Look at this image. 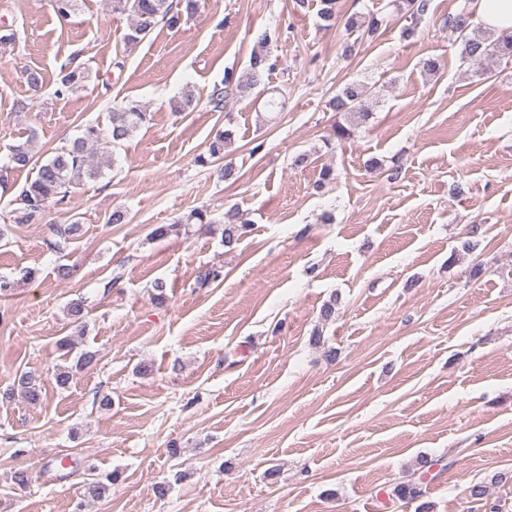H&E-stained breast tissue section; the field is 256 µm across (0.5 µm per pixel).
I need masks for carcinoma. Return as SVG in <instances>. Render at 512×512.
<instances>
[{
  "mask_svg": "<svg viewBox=\"0 0 512 512\" xmlns=\"http://www.w3.org/2000/svg\"><path fill=\"white\" fill-rule=\"evenodd\" d=\"M112 12L131 18L129 32L124 36V44L128 48L135 47L155 28L164 24L176 29L183 22L193 17L202 7V0H109ZM389 5L408 17L411 22L402 27L403 37L407 40L417 34V20L428 11V0H390ZM318 17L325 29L343 26L346 38L341 45V55L350 58L357 53L356 47L362 42L376 37L386 17L379 11L370 10L366 13L354 12L342 15L337 10V0H320ZM448 28L455 35L454 42L460 46L461 57L468 61L493 64L512 60V35L494 36L481 30L474 24V14L462 9L448 18ZM275 33L265 30L257 38V47L251 52L247 82L236 78L234 70L224 71L222 87L215 89L210 103L218 111L224 108L226 98L242 91L259 86L265 76L272 73L277 61L271 58L268 46L273 42ZM90 69L82 64L68 63L61 67L57 79L55 95L65 97L86 88L90 81ZM371 88L366 84L352 80L329 100L330 108L349 116L359 124H365L372 116L367 100ZM196 107V97L191 90L170 101L174 112H189ZM150 113L140 102L126 99L114 106L110 112V129L103 135L95 126H87L76 137L71 146L56 153L46 161L36 158L33 143L36 132L32 131L23 141H17L8 147V167L13 170L30 169L34 178L22 188L15 190L8 181L0 178V193H13L12 204L16 205L15 222H29L42 211L49 202L62 204L67 201L71 188L77 180L96 181L104 175L105 168L110 166L111 154L114 149L128 140L138 129L148 124ZM233 131L219 130L210 140L208 157H199L201 164L208 159L224 158L225 149L231 143ZM248 222L243 218L240 209L232 206L224 211V244L227 246L237 242L246 232ZM19 395L31 404L41 400L43 387L37 377L24 372L16 380ZM112 475L105 479H94L87 483L86 492L89 497L101 499L110 490Z\"/></svg>",
  "mask_w": 512,
  "mask_h": 512,
  "instance_id": "1",
  "label": "carcinoma"
}]
</instances>
